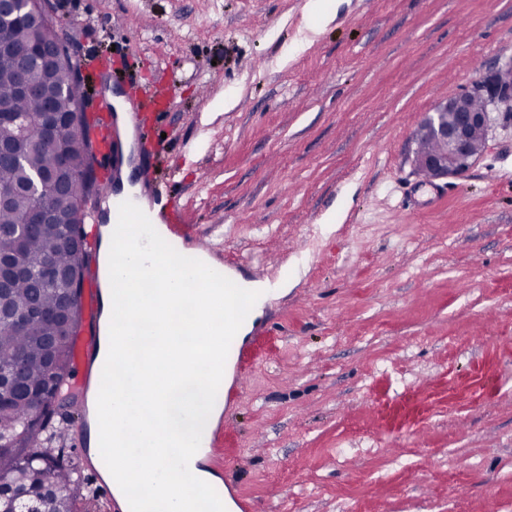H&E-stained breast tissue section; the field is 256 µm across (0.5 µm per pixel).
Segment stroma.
<instances>
[{
	"label": "stroma",
	"instance_id": "obj_1",
	"mask_svg": "<svg viewBox=\"0 0 512 512\" xmlns=\"http://www.w3.org/2000/svg\"><path fill=\"white\" fill-rule=\"evenodd\" d=\"M67 0L228 270L287 280L222 412L240 512H512V111L435 183L412 132L512 59V0ZM133 65L136 77L122 74Z\"/></svg>",
	"mask_w": 512,
	"mask_h": 512
}]
</instances>
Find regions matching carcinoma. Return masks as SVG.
<instances>
[{
	"label": "carcinoma",
	"mask_w": 512,
	"mask_h": 512,
	"mask_svg": "<svg viewBox=\"0 0 512 512\" xmlns=\"http://www.w3.org/2000/svg\"><path fill=\"white\" fill-rule=\"evenodd\" d=\"M77 65H63L50 79L60 90L55 101L59 112H70L83 101L86 85L75 77ZM19 77L13 67L0 61V99L13 101L15 110L29 122V139L25 145L26 157L17 164L0 159V186L27 183L37 172L50 168L54 154L42 140L38 118L44 103L17 93ZM91 123L75 131L67 140L65 149L73 169L78 173L68 191L46 200L21 191L10 205L0 207V226L13 232L0 235V259L16 252L27 255L30 272L18 278L7 298L19 321L11 326H0V492L21 491L30 498L46 500L49 512H90L89 501L82 493L80 483L73 478L74 467L64 452L68 432L52 425L58 396L71 376V348L75 337L56 334V329L45 322L26 317L34 306L45 311L54 309L66 293L64 288L51 287L42 279L47 265L62 269L83 268L88 259L85 243L66 248L59 243V227L43 224L30 233L19 224L20 217L41 204H48L59 214L71 212L72 202L81 197L85 183L79 174L86 164L87 147L91 139ZM23 363L25 381L35 390L54 385V390L35 396L24 393L13 385L9 377L12 360Z\"/></svg>",
	"instance_id": "carcinoma-1"
}]
</instances>
